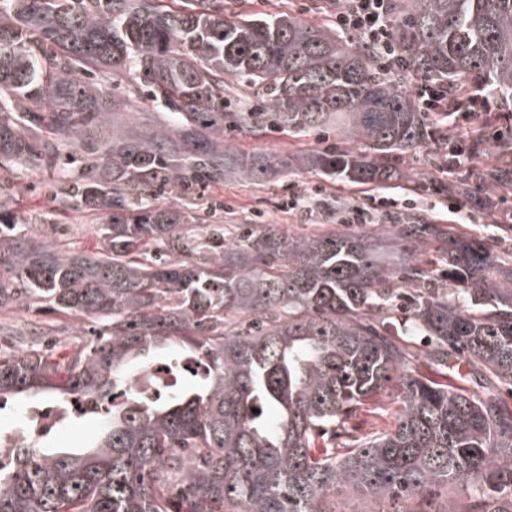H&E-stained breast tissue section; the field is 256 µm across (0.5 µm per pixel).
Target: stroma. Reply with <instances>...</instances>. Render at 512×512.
I'll list each match as a JSON object with an SVG mask.
<instances>
[{"label": "stroma", "mask_w": 512, "mask_h": 512, "mask_svg": "<svg viewBox=\"0 0 512 512\" xmlns=\"http://www.w3.org/2000/svg\"><path fill=\"white\" fill-rule=\"evenodd\" d=\"M228 11L247 16L266 14L289 15L310 25L333 30L334 4L332 0H224ZM483 131L486 141L482 147L483 161H492L498 151L492 135L494 131H512V114L504 112L493 125H486L483 113H476L458 130L459 138L446 141L438 138L426 147L395 157L393 164L397 177L391 182L352 183L327 177L299 163V156L324 148L340 146L337 137L321 139L320 135L298 138L286 128L263 131L238 129L224 134L226 149L248 158L270 155L278 160L293 159L294 164L286 174H272L265 182L256 185L229 176L224 182L199 190L195 204L198 211H209L211 205L222 208L221 220L226 236L241 235L245 226L256 225L289 236H307L318 232L340 235L361 233L378 238L388 251H406L408 245L397 235L392 217L405 210L423 215L426 222L438 225L454 234H464L487 239L501 255L507 266H512V240L500 237L499 227L512 215V193H500L476 183H458L449 174L447 153L465 148L470 131ZM429 170L432 184L417 182L418 170ZM55 172L40 167H28L24 175L0 184L15 213L31 215L33 223L48 222L53 226L52 238L60 245L75 251H89L98 245L93 226L97 214L82 210H60L51 195ZM317 195V204L310 207L289 208L290 193ZM381 200L374 210L370 224H340L335 212L324 208V201H335L343 206L365 204L367 198ZM410 319L407 309L387 313L383 330L387 336L406 352V373L416 376H435L436 370L427 360L420 337L407 336L404 326ZM399 406L396 388L381 392L368 404L358 408L348 419L346 431L358 436L363 433L389 428Z\"/></svg>", "instance_id": "1"}]
</instances>
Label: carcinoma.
<instances>
[{"label": "carcinoma", "instance_id": "1", "mask_svg": "<svg viewBox=\"0 0 512 512\" xmlns=\"http://www.w3.org/2000/svg\"><path fill=\"white\" fill-rule=\"evenodd\" d=\"M161 3L0 0V168L36 162L57 172L59 207L105 216L96 250L63 253L0 202V311L39 304L90 323L66 354L0 352V400L26 396L32 410L90 397L99 422L79 452L8 446L0 431V512H338V490L394 507L459 482L467 503L426 512H512V409L492 386L512 391V268L494 250L450 233L456 287H434L407 252L400 290L366 236L251 230L227 243L224 225L192 212L196 191L227 172L257 182L289 167L237 159L226 128H339L360 149H323L307 164L354 183L390 179V158L434 135L401 76L296 18ZM390 8L403 71L512 106V0ZM229 79L261 104L232 107ZM126 80L165 124H113L129 100L108 83ZM69 145L81 157L64 158ZM472 177L512 186L508 148ZM165 190L177 196L168 207L154 200ZM397 226L422 244L441 233L414 214ZM399 299L444 381L403 372V351L374 325ZM188 360L204 367L199 382L137 390V375ZM461 362L471 390L448 383ZM393 383V425L336 447L350 413Z\"/></svg>", "mask_w": 512, "mask_h": 512}]
</instances>
